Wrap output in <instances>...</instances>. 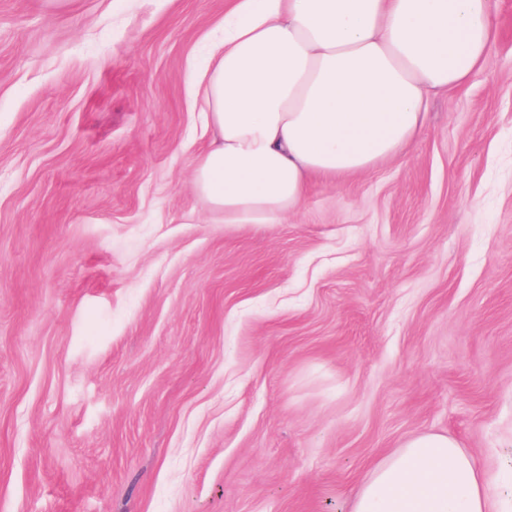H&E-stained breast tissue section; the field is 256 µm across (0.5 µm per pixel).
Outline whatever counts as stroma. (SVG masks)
Returning <instances> with one entry per match:
<instances>
[{"label": "stroma", "mask_w": 512, "mask_h": 512, "mask_svg": "<svg viewBox=\"0 0 512 512\" xmlns=\"http://www.w3.org/2000/svg\"><path fill=\"white\" fill-rule=\"evenodd\" d=\"M233 0H0V512H351L407 438L512 469V0L464 88L276 224L190 180Z\"/></svg>", "instance_id": "35a3bbf8"}]
</instances>
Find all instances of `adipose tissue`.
Masks as SVG:
<instances>
[{
  "label": "adipose tissue",
  "mask_w": 512,
  "mask_h": 512,
  "mask_svg": "<svg viewBox=\"0 0 512 512\" xmlns=\"http://www.w3.org/2000/svg\"><path fill=\"white\" fill-rule=\"evenodd\" d=\"M496 0H241L200 78L211 135L193 192L224 224H273L313 179L409 148L432 95L465 86L496 36ZM351 512H512L496 474L445 434L374 464Z\"/></svg>",
  "instance_id": "adipose-tissue-1"
}]
</instances>
